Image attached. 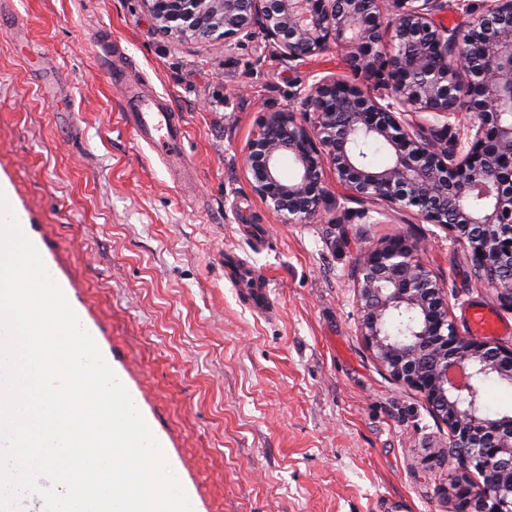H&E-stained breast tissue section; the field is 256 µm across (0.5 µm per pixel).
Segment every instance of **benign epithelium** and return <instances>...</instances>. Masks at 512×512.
<instances>
[{"label":"benign epithelium","mask_w":512,"mask_h":512,"mask_svg":"<svg viewBox=\"0 0 512 512\" xmlns=\"http://www.w3.org/2000/svg\"><path fill=\"white\" fill-rule=\"evenodd\" d=\"M484 2L456 30L437 20L448 0H142L164 36L228 44L259 30L290 61L342 55L353 79L302 86L304 119L262 113L243 150L251 191L281 223L302 224L329 201V170L344 199L445 228L512 310V0ZM462 110L475 120L450 140L446 119ZM417 113L430 126H413ZM362 142L384 146L388 164L371 163ZM355 276L366 345L448 428L453 512H512V415H487L479 397L485 377L512 384V347L459 333L443 284L402 238L365 252Z\"/></svg>","instance_id":"benign-epithelium-1"}]
</instances>
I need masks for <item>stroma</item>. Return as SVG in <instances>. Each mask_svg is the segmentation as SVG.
Listing matches in <instances>:
<instances>
[{"instance_id": "obj_1", "label": "stroma", "mask_w": 512, "mask_h": 512, "mask_svg": "<svg viewBox=\"0 0 512 512\" xmlns=\"http://www.w3.org/2000/svg\"><path fill=\"white\" fill-rule=\"evenodd\" d=\"M103 29L130 79L182 114L192 186L125 125ZM346 72L337 53L291 61L259 32L229 46L163 37L141 0H0V183L195 512L452 508L448 430L360 335L354 263L401 236L444 283L460 333L471 304L509 321L512 309L416 212L334 187L316 217L283 224L244 166L264 111ZM229 252L269 280L271 315L226 278Z\"/></svg>"}]
</instances>
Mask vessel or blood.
I'll return each mask as SVG.
<instances>
[{
	"mask_svg": "<svg viewBox=\"0 0 512 512\" xmlns=\"http://www.w3.org/2000/svg\"><path fill=\"white\" fill-rule=\"evenodd\" d=\"M122 93L125 123L167 166L182 167L185 131L180 114L173 112L165 99L144 96L128 87ZM224 262L228 280L241 288L251 307L261 314L270 312L273 303L267 280L244 259L229 255ZM469 331L489 338L511 332L512 324L488 307L476 306L470 312Z\"/></svg>",
	"mask_w": 512,
	"mask_h": 512,
	"instance_id": "vessel-or-blood-1",
	"label": "vessel or blood"
}]
</instances>
